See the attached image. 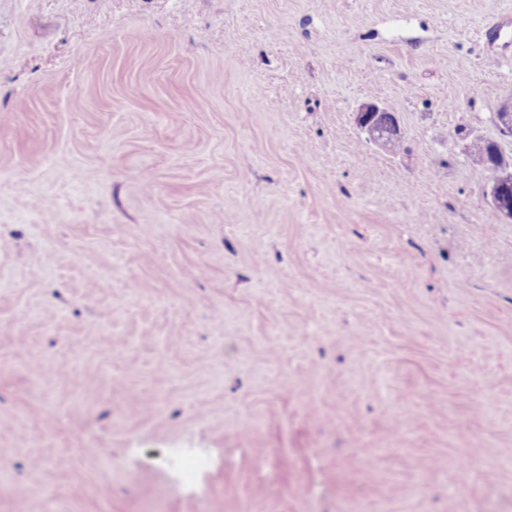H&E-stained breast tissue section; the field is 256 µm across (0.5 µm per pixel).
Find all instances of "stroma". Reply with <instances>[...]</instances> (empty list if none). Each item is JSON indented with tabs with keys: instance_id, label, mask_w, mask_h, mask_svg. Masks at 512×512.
<instances>
[{
	"instance_id": "1",
	"label": "stroma",
	"mask_w": 512,
	"mask_h": 512,
	"mask_svg": "<svg viewBox=\"0 0 512 512\" xmlns=\"http://www.w3.org/2000/svg\"><path fill=\"white\" fill-rule=\"evenodd\" d=\"M510 101L512 0H0V512H512ZM356 125L376 145L390 149L400 138V128L394 113L375 103L362 104L356 114ZM491 143L495 149L497 180H494L495 170L487 167L492 173V182L489 185L488 192L489 204L497 216L512 222V158L507 161L499 145L493 141ZM167 465L176 469L184 486H193L198 476L208 468L209 460L199 454L174 453L168 459Z\"/></svg>"
}]
</instances>
